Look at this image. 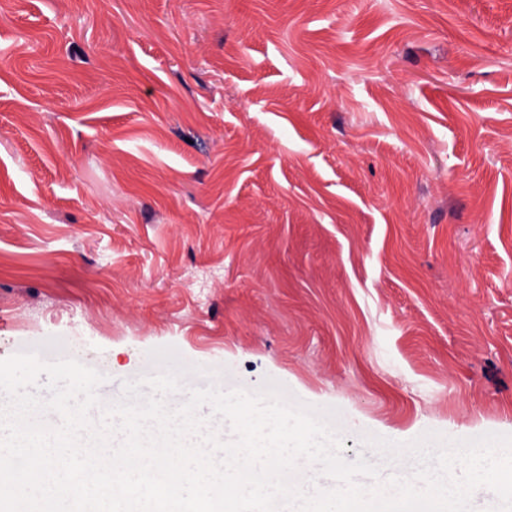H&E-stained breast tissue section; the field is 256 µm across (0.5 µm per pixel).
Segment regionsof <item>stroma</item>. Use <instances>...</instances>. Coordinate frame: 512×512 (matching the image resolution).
Wrapping results in <instances>:
<instances>
[{
  "instance_id": "stroma-1",
  "label": "stroma",
  "mask_w": 512,
  "mask_h": 512,
  "mask_svg": "<svg viewBox=\"0 0 512 512\" xmlns=\"http://www.w3.org/2000/svg\"><path fill=\"white\" fill-rule=\"evenodd\" d=\"M52 338L512 434V0H0V359Z\"/></svg>"
}]
</instances>
